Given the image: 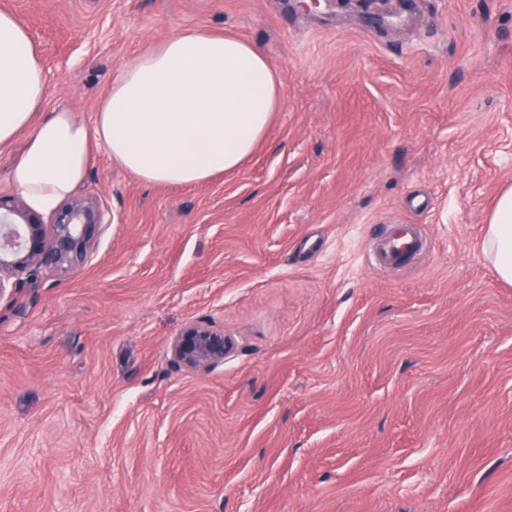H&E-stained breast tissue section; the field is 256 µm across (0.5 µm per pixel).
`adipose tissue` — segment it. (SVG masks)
<instances>
[{
  "mask_svg": "<svg viewBox=\"0 0 512 512\" xmlns=\"http://www.w3.org/2000/svg\"><path fill=\"white\" fill-rule=\"evenodd\" d=\"M281 77L251 43L185 31L123 64L92 123L45 112V70L18 17L0 10V148L17 147L9 180L49 212L83 181L103 147L147 183L194 186L241 167L280 104ZM497 277L512 283V186L483 237Z\"/></svg>",
  "mask_w": 512,
  "mask_h": 512,
  "instance_id": "1",
  "label": "adipose tissue"
}]
</instances>
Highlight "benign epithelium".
Wrapping results in <instances>:
<instances>
[{
  "instance_id": "1",
  "label": "benign epithelium",
  "mask_w": 512,
  "mask_h": 512,
  "mask_svg": "<svg viewBox=\"0 0 512 512\" xmlns=\"http://www.w3.org/2000/svg\"><path fill=\"white\" fill-rule=\"evenodd\" d=\"M112 216L88 196L67 198L44 222L23 198H0V297L37 281L38 271L59 276L73 271L87 257ZM224 331L190 324L174 339L175 359L192 370H207L224 361L230 350Z\"/></svg>"
}]
</instances>
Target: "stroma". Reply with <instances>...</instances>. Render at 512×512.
Listing matches in <instances>:
<instances>
[{
	"instance_id": "35a3bbf8",
	"label": "stroma",
	"mask_w": 512,
	"mask_h": 512,
	"mask_svg": "<svg viewBox=\"0 0 512 512\" xmlns=\"http://www.w3.org/2000/svg\"><path fill=\"white\" fill-rule=\"evenodd\" d=\"M85 123L187 29L264 53L282 104L247 164L141 181L83 265L0 297V512H512V285L482 250L512 185V0H0ZM414 267L374 268L384 224ZM232 346L207 371L189 324ZM427 250V240L416 224H385L375 238L373 263L402 268L417 263ZM230 348L223 330L202 324L188 325L172 343L175 359L192 370H207L223 362Z\"/></svg>"
}]
</instances>
